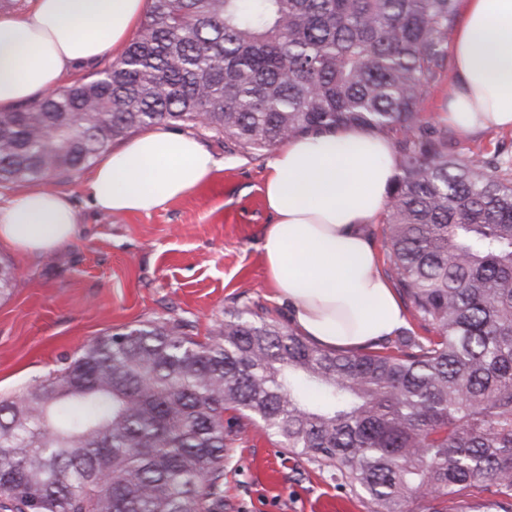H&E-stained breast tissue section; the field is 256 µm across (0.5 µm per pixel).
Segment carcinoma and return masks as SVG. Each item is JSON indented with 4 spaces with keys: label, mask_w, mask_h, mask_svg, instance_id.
<instances>
[{
    "label": "carcinoma",
    "mask_w": 512,
    "mask_h": 512,
    "mask_svg": "<svg viewBox=\"0 0 512 512\" xmlns=\"http://www.w3.org/2000/svg\"><path fill=\"white\" fill-rule=\"evenodd\" d=\"M458 10L151 0L117 59L0 112L1 185L65 179L162 124L244 153L321 129L391 140L387 276L427 332L331 351L262 307L203 341L127 325L0 400V512H224V449L250 427L371 512H512V158L461 157L423 115ZM486 481L500 499L472 504Z\"/></svg>",
    "instance_id": "cac0c4a2"
}]
</instances>
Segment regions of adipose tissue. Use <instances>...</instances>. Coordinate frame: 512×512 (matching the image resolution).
I'll use <instances>...</instances> for the list:
<instances>
[{
	"instance_id": "1",
	"label": "adipose tissue",
	"mask_w": 512,
	"mask_h": 512,
	"mask_svg": "<svg viewBox=\"0 0 512 512\" xmlns=\"http://www.w3.org/2000/svg\"><path fill=\"white\" fill-rule=\"evenodd\" d=\"M146 9L147 0H31L24 13H0V111L39 99L77 65L120 53ZM450 52L447 123L462 133L512 130V0H461ZM221 167L195 135L156 126L96 165L88 198L104 214H149ZM396 175L390 142L359 129L292 137L268 159L265 272L301 334L322 348L353 350L405 323L365 235ZM78 224L68 197L46 188L0 203V244L27 255L71 241Z\"/></svg>"
}]
</instances>
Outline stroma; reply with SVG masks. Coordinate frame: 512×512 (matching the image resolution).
<instances>
[{
    "label": "stroma",
    "mask_w": 512,
    "mask_h": 512,
    "mask_svg": "<svg viewBox=\"0 0 512 512\" xmlns=\"http://www.w3.org/2000/svg\"><path fill=\"white\" fill-rule=\"evenodd\" d=\"M200 141L224 163L209 181L229 180L223 194L203 183L148 215H102L88 203L85 169L50 184L79 211L73 240L40 257L0 246L16 274L0 297V399L65 368L82 345L138 321L179 318L203 337L228 311L259 305L289 322L259 250L269 222L259 193L267 157L205 135ZM228 212L236 223H225ZM258 457L275 463L282 496L271 497L256 473ZM349 494L307 460L277 452L258 430L224 451V512H307L317 498Z\"/></svg>",
    "instance_id": "stroma-1"
}]
</instances>
